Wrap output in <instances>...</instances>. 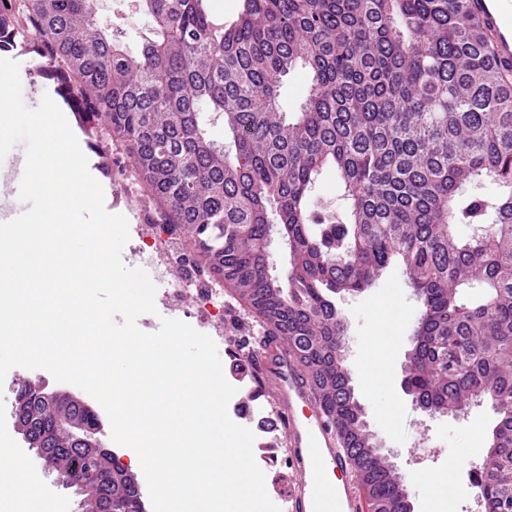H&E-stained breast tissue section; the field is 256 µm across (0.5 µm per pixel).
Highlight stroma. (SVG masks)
Returning <instances> with one entry per match:
<instances>
[{
    "instance_id": "1",
    "label": "stroma",
    "mask_w": 512,
    "mask_h": 512,
    "mask_svg": "<svg viewBox=\"0 0 512 512\" xmlns=\"http://www.w3.org/2000/svg\"><path fill=\"white\" fill-rule=\"evenodd\" d=\"M98 16L111 25L117 38L130 52H137L141 38L151 25L147 14L139 10L137 0H104ZM7 58L20 64L22 97L28 108H36L43 96H56L54 81L34 75L41 58L35 52L10 50ZM69 125L89 163L92 176H99L95 164L105 158L113 161L111 185L104 190L105 202L114 203L115 213H125L127 206L145 205L159 211L155 201L146 200L139 187V177L123 141L107 128L85 129L76 112H69ZM162 235L156 224L145 225L142 234L130 235L122 250L124 263L132 268L154 272L152 258L158 252ZM156 313L141 315L138 328L155 333L162 318L184 319L186 311L196 309L195 290L191 287L173 292L160 284L156 287ZM336 306L346 322V363L351 371L355 393L365 408L371 431L382 442L387 456L401 474L414 508H421L429 497L431 480L450 472L449 502L452 512H466L474 495L461 459L483 454L488 447L496 413L490 402L472 405L461 416L429 414L415 408L400 382L404 376L406 354L410 349L418 303L408 288L401 267L386 268L367 291L340 295Z\"/></svg>"
}]
</instances>
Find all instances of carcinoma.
Instances as JSON below:
<instances>
[{
    "label": "carcinoma",
    "mask_w": 512,
    "mask_h": 512,
    "mask_svg": "<svg viewBox=\"0 0 512 512\" xmlns=\"http://www.w3.org/2000/svg\"><path fill=\"white\" fill-rule=\"evenodd\" d=\"M149 35L130 53L91 0H0V51L29 40L63 66L64 102L128 146L157 220L264 329L292 347L347 448L372 512H406L401 475L369 447L334 297L397 262L420 302L406 377L437 413L477 400L497 414L476 484L486 512H512V65L497 61L471 0H242L223 21L208 0H141ZM307 70L296 112L282 81ZM224 124V141L208 125ZM327 171L343 204L315 199ZM489 185L480 195L470 185ZM476 226L460 237L455 226ZM288 255L273 274L270 241ZM93 416L76 407L29 424L56 465ZM99 512H146L113 458Z\"/></svg>",
    "instance_id": "carcinoma-1"
}]
</instances>
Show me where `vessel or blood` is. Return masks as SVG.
<instances>
[{
    "instance_id": "1",
    "label": "vessel or blood",
    "mask_w": 512,
    "mask_h": 512,
    "mask_svg": "<svg viewBox=\"0 0 512 512\" xmlns=\"http://www.w3.org/2000/svg\"><path fill=\"white\" fill-rule=\"evenodd\" d=\"M484 25L497 39V57L512 62V11L502 0H477ZM246 373L267 389L274 408L264 427L282 433L289 469L281 501L286 512H360L361 499L347 478L349 458L323 408L298 372L286 343L270 341L239 352Z\"/></svg>"
}]
</instances>
